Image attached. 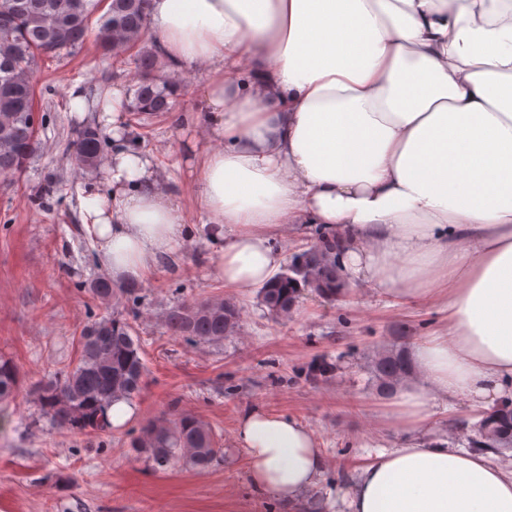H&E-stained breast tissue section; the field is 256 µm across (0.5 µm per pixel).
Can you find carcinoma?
Returning a JSON list of instances; mask_svg holds the SVG:
<instances>
[{
    "label": "carcinoma",
    "mask_w": 512,
    "mask_h": 512,
    "mask_svg": "<svg viewBox=\"0 0 512 512\" xmlns=\"http://www.w3.org/2000/svg\"><path fill=\"white\" fill-rule=\"evenodd\" d=\"M106 11L98 29L89 27L100 3ZM150 0H0V175L21 172L40 149L33 126L34 78L38 60L53 57L94 37L97 49L115 64L112 73L126 65L135 72L134 106L137 113L176 110L169 81L161 78L164 66L153 48L139 47L149 18ZM106 142L100 129L85 125L72 143L76 169L99 166L105 159ZM341 234L336 230L318 235L308 248L292 255L283 269L262 288L260 305L276 321H286L300 298L311 291L325 301H336L345 282L336 265ZM141 286L131 283L116 290L100 276L91 283L96 299L110 308L125 297L137 295ZM241 309L232 299L212 296L183 302L165 310L161 318L173 336L197 344L224 341L239 330ZM132 326L115 316H101L80 336L77 363L65 371L63 381L37 383L43 414L59 428L85 435L102 434L111 428L109 410L119 399L131 400L145 386L147 369ZM377 395L389 397L399 386L415 379L416 372L405 345L375 355L370 364ZM20 390L19 370L0 359V404L13 401ZM468 446L496 451L512 448V398L506 397L476 426ZM150 454L159 467L183 459L205 470L223 451L211 427L189 413L169 411L150 419L132 444Z\"/></svg>",
    "instance_id": "obj_1"
}]
</instances>
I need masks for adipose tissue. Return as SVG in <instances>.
<instances>
[{"instance_id":"obj_1","label":"adipose tissue","mask_w":512,"mask_h":512,"mask_svg":"<svg viewBox=\"0 0 512 512\" xmlns=\"http://www.w3.org/2000/svg\"><path fill=\"white\" fill-rule=\"evenodd\" d=\"M150 37L182 70L207 65L219 142L194 203L222 239L217 271L262 286L288 224L346 233L350 282L438 305L411 352L417 383L390 418L403 442L359 467L350 512H512V469L427 441L437 402L512 388V0H151ZM81 222L113 279H145L184 236L151 159L127 147ZM254 491L296 507L322 475L293 417L243 414Z\"/></svg>"}]
</instances>
